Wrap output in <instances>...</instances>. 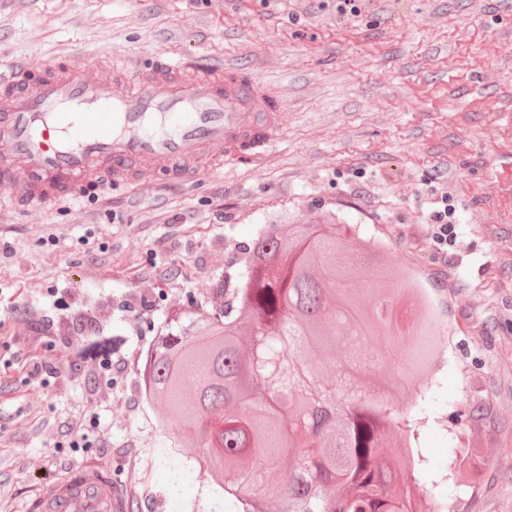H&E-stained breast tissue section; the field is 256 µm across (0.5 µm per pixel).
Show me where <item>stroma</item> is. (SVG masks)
I'll list each match as a JSON object with an SVG mask.
<instances>
[{
	"label": "stroma",
	"mask_w": 512,
	"mask_h": 512,
	"mask_svg": "<svg viewBox=\"0 0 512 512\" xmlns=\"http://www.w3.org/2000/svg\"><path fill=\"white\" fill-rule=\"evenodd\" d=\"M158 51L246 67L283 101L281 136L191 185L0 206V512H30L77 467L111 476L128 512H209L164 453L138 357L172 311H211L212 284L239 282L246 245L269 224L332 213L381 241L444 319L448 355L434 359L437 398L416 447L444 470L458 437L472 454L456 512H512V0H364L355 16L336 0H0V65L63 62L108 82L113 63L132 79ZM443 198L444 253L426 225ZM152 271L170 285L135 283ZM137 285L151 309L132 321L122 307ZM95 299L111 304L107 334L132 357L97 388L63 365L65 336L49 325ZM79 420L101 426L74 448L63 425Z\"/></svg>",
	"instance_id": "1"
}]
</instances>
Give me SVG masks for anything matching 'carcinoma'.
<instances>
[{
	"label": "carcinoma",
	"instance_id": "cac0c4a2",
	"mask_svg": "<svg viewBox=\"0 0 512 512\" xmlns=\"http://www.w3.org/2000/svg\"><path fill=\"white\" fill-rule=\"evenodd\" d=\"M387 288L370 315L348 284ZM237 316L175 314L152 345L145 397L171 447L189 441L199 475L219 486L211 512H451L460 472H436L409 433L431 413L429 367L442 343L436 313L411 271L340 218L272 224L249 245ZM96 337L79 354L111 351ZM336 363V377L314 371Z\"/></svg>",
	"mask_w": 512,
	"mask_h": 512
}]
</instances>
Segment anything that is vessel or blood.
Here are the masks:
<instances>
[{
  "label": "vessel or blood",
  "instance_id": "1",
  "mask_svg": "<svg viewBox=\"0 0 512 512\" xmlns=\"http://www.w3.org/2000/svg\"><path fill=\"white\" fill-rule=\"evenodd\" d=\"M281 101L242 67L203 55L158 53L138 82L90 69L41 74L15 64L0 76V192L42 208L97 192L107 179L197 182L206 154L250 162L277 140ZM38 512H127L99 471L54 484Z\"/></svg>",
  "mask_w": 512,
  "mask_h": 512
}]
</instances>
